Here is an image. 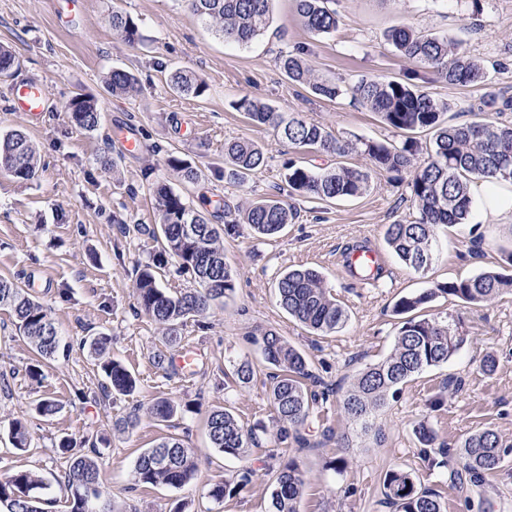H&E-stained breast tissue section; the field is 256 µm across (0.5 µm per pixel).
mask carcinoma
Masks as SVG:
<instances>
[{
  "label": "carcinoma",
  "mask_w": 512,
  "mask_h": 512,
  "mask_svg": "<svg viewBox=\"0 0 512 512\" xmlns=\"http://www.w3.org/2000/svg\"><path fill=\"white\" fill-rule=\"evenodd\" d=\"M271 0H191L195 15L214 27L226 42L244 46L262 35L269 27ZM331 0H294L302 24L311 32L329 34L336 30V10ZM112 30L130 45L143 41V34L131 17L112 13ZM386 39L393 48L412 63L433 70L450 85L467 86L485 77L481 64L460 43L446 37L422 34L401 24L391 27ZM279 67L288 79L307 87L319 98L333 100L341 95L336 83L315 75L307 60L293 54L279 55ZM18 65L13 52L0 45V78H8ZM169 86L179 94L201 97L206 82L182 70L168 76ZM114 96L135 91V76L115 68L107 78ZM352 96L378 113L384 124L401 141L352 142L337 138L326 127L293 115H285L274 107L247 96L237 102L257 124L273 127L300 151L344 157L352 152L364 154L370 168L339 164L332 170H315L301 164L288 166L289 194L325 201L351 199L363 195L371 183V172L401 174L408 171L410 198L418 212L411 222L387 225L385 243L409 268L424 274L429 266H418L420 257L434 251V229L439 224H461L472 206L470 178L487 181L512 180V123L489 120L448 124L442 119L447 107L434 100L416 85L402 79H362L351 87ZM68 118L75 127L87 131L99 125L98 105L90 97L77 94L66 105ZM432 134L428 160L416 164L419 143L413 134ZM224 157L231 165L229 176L242 184L265 164L261 147L248 140H232L224 144ZM167 165L182 172L188 182L198 180L197 170L184 160L171 156ZM40 158L29 139L20 131L0 136V174L21 182L33 179ZM147 189L156 203L161 236L155 238L157 251L152 262L135 269L134 297L141 312L162 327L171 343L180 339L179 328L190 316H202L213 302L234 291V274L224 262L220 233L208 215L194 207L167 183L155 180ZM290 204L276 199H263L237 207L231 226L249 225L258 236H272L296 218ZM170 257L180 273L197 283L194 289L170 294L157 284L154 267ZM457 297L466 305L490 302L504 293H512V276L494 270H482L471 278L446 282L419 293L401 297L393 311L405 316L399 328L394 349L383 361L358 372L343 398L347 414L367 426L369 418L382 407L389 394L399 390L411 377L448 362L464 343V337L448 322V318L411 316L437 295ZM279 305L308 329L332 333L348 322V312L327 290L323 277L313 269H293L277 283ZM0 308L10 310L16 328L34 353L27 374L33 380L42 376V363L55 358L60 339L50 311L29 293L21 279H0ZM90 346L99 357L107 383L104 393L128 395L136 381L128 369L109 356L112 339L89 337ZM263 359L274 368L269 376L268 394L277 414L276 438L286 442L292 438L301 447L309 445L301 428L314 406L326 395L310 390L317 384L304 355L274 330L252 336ZM237 383L247 385L254 379L252 364L242 361L233 365ZM159 422H169L177 407L173 401L157 399L149 407ZM211 447L232 457H242L256 444L257 436L240 424L226 408L213 410L207 417ZM9 437L18 450L27 447L29 432L24 422L15 419ZM99 450L91 444L87 453L72 458L64 480L59 483L69 512H115L104 500L107 491L98 463ZM512 456V446L503 442L492 430L469 435L455 453L457 470L478 484L485 475L502 467ZM272 480L273 512H299L304 487V473L290 460L278 468H269ZM199 473V458L193 448L174 435H165L152 447L142 451L133 467V486L166 485L181 488L194 481ZM253 470L245 468L236 476L210 484L206 495L221 504L224 496L244 488ZM50 484L32 470H16L0 477V512H46L52 499L45 497ZM384 496L393 512H443L439 495L417 486L408 472L392 470L383 480Z\"/></svg>",
  "instance_id": "cac0c4a2"
}]
</instances>
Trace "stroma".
<instances>
[{"mask_svg":"<svg viewBox=\"0 0 512 512\" xmlns=\"http://www.w3.org/2000/svg\"><path fill=\"white\" fill-rule=\"evenodd\" d=\"M339 25L317 35L299 21L292 0H272L267 31L252 44L224 43L192 12L187 0H0V44L14 51L17 81L46 87L47 106L39 116L10 111L9 82L0 79V135L25 133L42 166L34 179L20 182L0 175V279L32 278L33 295L49 308L69 350L49 362L40 380L25 368L32 357L15 319L0 309V475L31 469L45 478L61 476L71 457L58 444L96 442L105 485L117 512H270L272 485L267 466L295 460L306 484L300 512H391L383 503L382 482L390 470L411 472L418 485L434 490L445 512H512V458L479 486L459 485L450 469L430 465L415 431L426 425L434 448L456 450L463 438L489 428L512 444V293L470 306L441 294L423 308L426 316L448 315L465 341L448 363L409 379L361 429L340 400L353 376L393 350L401 316L393 312L401 297L436 284L463 280L484 269L512 272L503 253L512 246V222L484 213L473 203L464 223L442 225L427 274L407 268L384 242L387 225L412 221L417 211L406 184L388 174L373 175L365 194L323 201L292 196L286 181L289 161L332 168L334 157L298 152L276 130L248 120L237 101L250 95L281 112L319 123L343 140L392 141L396 135L380 117L352 97L362 79L389 80L414 75L416 84L447 104L455 123L468 113L512 122L490 100H512V0H336ZM140 27L142 43L129 45L112 33L113 11ZM462 41L484 67V81L448 84L404 60L385 39L392 26ZM303 53L316 75L342 89L336 100L312 95L290 83L280 53ZM130 71L136 92L116 97L106 88L112 68ZM183 69L201 76L208 89L199 98L183 96L166 75ZM12 79V80H13ZM94 97L101 121L94 131L74 127L65 114L76 94ZM135 133L142 148L123 149L117 131ZM246 138L265 151L268 162L246 183L224 177V143ZM177 156L196 167L197 182L183 180L166 159ZM112 158L117 173L101 161ZM166 181L213 223L224 224L225 207L257 198L289 201L297 211L292 224L272 237H258L249 225L222 234L224 260L235 274V289L201 317L187 318L177 347L162 329L137 311L134 269L152 260L158 225L145 173ZM355 246L378 249L384 278L380 285L349 278L341 255ZM318 270L333 297L349 313L347 324L329 334L301 326L279 305L276 285L289 270ZM273 329L298 349L310 370L328 387V398L314 408L303 428L310 447L275 442L276 414L263 385L268 367L252 333ZM111 336L109 353L136 379L128 395L102 397L104 376L83 340ZM190 348L195 363L186 372L160 367L156 355L175 356ZM494 358V371L482 363ZM250 361L258 377L238 385L234 363ZM159 398L178 406L175 434L201 459L197 480L182 488L134 487L132 471L140 452L166 432L147 407ZM53 400L54 415L35 406ZM140 406L136 426L123 432L116 423ZM229 408L258 446L246 456L222 455L211 447L208 414ZM29 431L26 450L13 447L12 419ZM251 468L242 490L212 504L206 492L215 481Z\"/></svg>","mask_w":512,"mask_h":512,"instance_id":"1","label":"stroma"}]
</instances>
